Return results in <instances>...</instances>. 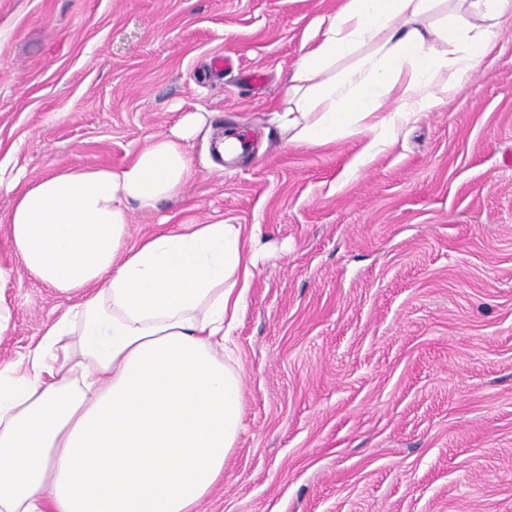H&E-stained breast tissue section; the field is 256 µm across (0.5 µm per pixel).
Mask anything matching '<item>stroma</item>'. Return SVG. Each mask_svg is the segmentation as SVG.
Here are the masks:
<instances>
[{"instance_id":"stroma-1","label":"stroma","mask_w":512,"mask_h":512,"mask_svg":"<svg viewBox=\"0 0 512 512\" xmlns=\"http://www.w3.org/2000/svg\"><path fill=\"white\" fill-rule=\"evenodd\" d=\"M342 2L0 0V365L73 303L15 253L10 180L122 167L199 113L181 194L129 227L265 245L233 331L243 429L197 512H512V19L365 160V135L288 144L275 121ZM241 126L251 146L217 163Z\"/></svg>"}]
</instances>
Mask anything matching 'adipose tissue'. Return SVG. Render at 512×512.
Masks as SVG:
<instances>
[{
    "mask_svg": "<svg viewBox=\"0 0 512 512\" xmlns=\"http://www.w3.org/2000/svg\"><path fill=\"white\" fill-rule=\"evenodd\" d=\"M437 0H345L306 47L278 115L293 141L386 135L418 121L496 46L432 30ZM458 45L455 59L437 42ZM369 53L333 80L337 58ZM191 159L157 135L119 169L41 178L8 218L31 276L76 295L27 356L0 368V512H194L243 427L231 328L260 254L236 224H183L128 245L131 206L180 193Z\"/></svg>",
    "mask_w": 512,
    "mask_h": 512,
    "instance_id": "1",
    "label": "adipose tissue"
}]
</instances>
